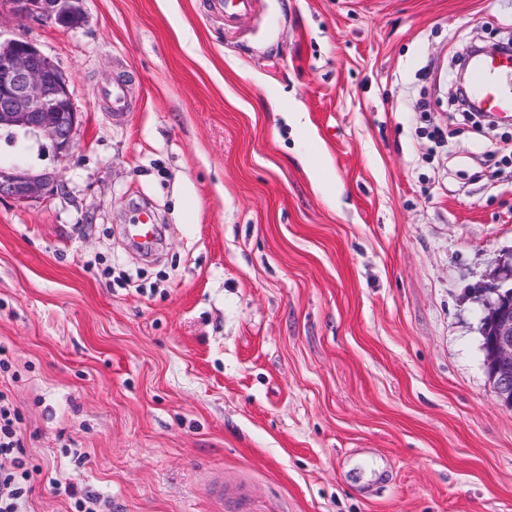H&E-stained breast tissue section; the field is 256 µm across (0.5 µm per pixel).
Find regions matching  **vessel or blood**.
<instances>
[{"mask_svg":"<svg viewBox=\"0 0 512 512\" xmlns=\"http://www.w3.org/2000/svg\"><path fill=\"white\" fill-rule=\"evenodd\" d=\"M256 0H217L216 7L224 14L225 29H232L241 18L251 16ZM471 95L490 112H512V54L479 59L471 74ZM143 250H150L156 243L155 224L136 218L130 226Z\"/></svg>","mask_w":512,"mask_h":512,"instance_id":"b4317fda","label":"vessel or blood"}]
</instances>
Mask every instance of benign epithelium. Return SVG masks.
<instances>
[{
  "label": "benign epithelium",
  "instance_id": "7a95c632",
  "mask_svg": "<svg viewBox=\"0 0 512 512\" xmlns=\"http://www.w3.org/2000/svg\"><path fill=\"white\" fill-rule=\"evenodd\" d=\"M18 15L38 14L71 27L77 0H9ZM80 113L69 79L30 41L0 44V131L11 146L27 148L25 139L49 140L59 153L68 152ZM63 189L54 173H31L25 160L0 156V198L31 201ZM484 364L501 404L512 409V260L499 266L482 299Z\"/></svg>",
  "mask_w": 512,
  "mask_h": 512
}]
</instances>
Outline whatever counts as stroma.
<instances>
[{
	"label": "stroma",
	"mask_w": 512,
	"mask_h": 512,
	"mask_svg": "<svg viewBox=\"0 0 512 512\" xmlns=\"http://www.w3.org/2000/svg\"><path fill=\"white\" fill-rule=\"evenodd\" d=\"M212 2L81 0L64 29L0 0L81 114L28 160L63 190L0 200L27 512H512L481 348L512 117L452 101L512 0H261L231 33ZM143 214H139L130 225V233L137 238L143 250H150L156 243L157 232L156 225L149 223V218H142Z\"/></svg>",
	"instance_id": "1"
}]
</instances>
